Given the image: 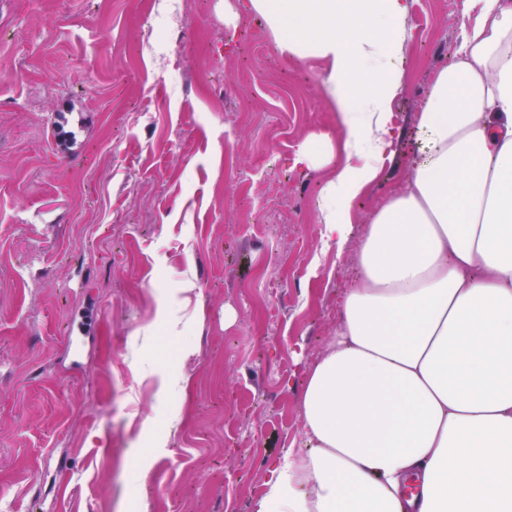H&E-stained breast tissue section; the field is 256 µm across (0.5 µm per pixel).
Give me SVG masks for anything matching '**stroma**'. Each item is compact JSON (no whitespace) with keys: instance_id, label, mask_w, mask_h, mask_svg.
Instances as JSON below:
<instances>
[{"instance_id":"stroma-1","label":"stroma","mask_w":512,"mask_h":512,"mask_svg":"<svg viewBox=\"0 0 512 512\" xmlns=\"http://www.w3.org/2000/svg\"><path fill=\"white\" fill-rule=\"evenodd\" d=\"M218 3L180 0L178 27L170 0H0V512H254L301 439L304 376L357 278L321 241L328 170L297 161L336 114L315 68ZM410 11L402 135L357 225L406 185L417 115L477 16ZM183 365L186 391L157 398ZM157 434L143 483L129 460Z\"/></svg>"}]
</instances>
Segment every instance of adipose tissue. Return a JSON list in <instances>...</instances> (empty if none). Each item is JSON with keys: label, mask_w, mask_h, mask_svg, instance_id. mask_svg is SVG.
<instances>
[{"label": "adipose tissue", "mask_w": 512, "mask_h": 512, "mask_svg": "<svg viewBox=\"0 0 512 512\" xmlns=\"http://www.w3.org/2000/svg\"><path fill=\"white\" fill-rule=\"evenodd\" d=\"M478 17L437 74L408 186L364 224L357 279L301 393L304 445L269 472L255 512H512V0ZM277 50L323 61L340 137L320 204L344 248L355 200L395 155L393 102L409 0H241Z\"/></svg>", "instance_id": "obj_1"}]
</instances>
